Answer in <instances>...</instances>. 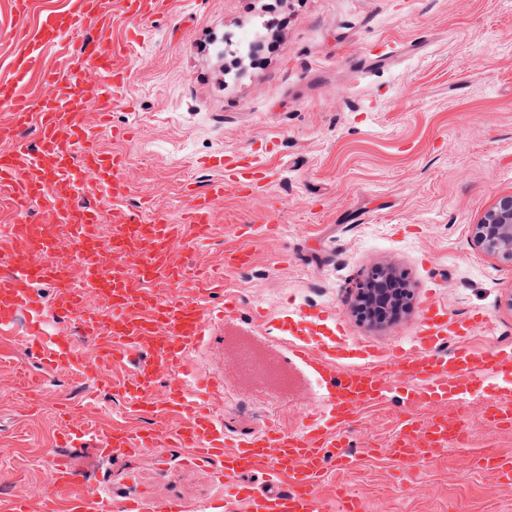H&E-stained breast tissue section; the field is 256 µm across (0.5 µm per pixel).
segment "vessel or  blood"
Listing matches in <instances>:
<instances>
[{"label": "vessel or blood", "instance_id": "1", "mask_svg": "<svg viewBox=\"0 0 512 512\" xmlns=\"http://www.w3.org/2000/svg\"><path fill=\"white\" fill-rule=\"evenodd\" d=\"M170 8L171 0H72L67 10L24 29V52L0 76V103L8 108L0 117V185L9 188L13 209L12 223L0 226V251L20 240L37 251L50 248L39 225L28 219L35 204L56 222L76 227L71 260L38 269L20 264L0 278V343L17 315L30 314L26 345L44 369L97 374L108 365L134 366L133 375L113 377V391L126 399L131 414L147 411L166 423L159 431L115 423L102 438L96 421L67 424L57 447L45 455L47 483L37 493H17L0 512H30L36 494L64 496L65 512H186L177 496L149 501L112 494L101 471L79 466L66 454L88 443L101 460L173 447L183 449L188 465H217L224 495L207 504V512H325L320 489L331 474L355 467L358 457L346 436L369 409L394 397L429 406L461 403L488 383L512 376V351L476 350L468 341L472 324L449 326L444 313L429 306L409 349L386 358L368 346L362 362L340 366L330 351L288 343L282 368L301 362L312 369L320 389L317 407L297 432L269 427L228 434L221 409L224 382L192 366L189 356L213 342L240 303L226 293L223 271L185 269L174 254L207 243L214 203L228 188L245 192L257 170L225 164L223 177L184 191L186 205L177 220L156 209L151 195L141 194L139 210L115 221L107 240L98 234L101 211L86 202L103 194L118 206L133 193L124 176L125 154L103 149L85 115L92 109L101 122L109 121L131 79L118 59L130 55L141 23ZM90 25L104 31V38L73 44L71 35ZM46 49L62 54L64 69L38 70ZM415 50L410 43L400 54ZM397 55L380 42L367 63L382 68ZM108 242L126 251L131 263L103 268L97 256ZM161 284L172 287L171 297L158 293ZM59 313L72 319L75 335L47 337L49 320ZM487 419L511 427L512 401L488 403ZM464 441L461 420L424 421L410 414L383 451L417 464ZM475 462L500 485L512 486V457L487 452Z\"/></svg>", "mask_w": 512, "mask_h": 512}]
</instances>
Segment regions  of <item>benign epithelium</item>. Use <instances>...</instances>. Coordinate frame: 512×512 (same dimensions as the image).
Listing matches in <instances>:
<instances>
[{
	"label": "benign epithelium",
	"instance_id": "obj_1",
	"mask_svg": "<svg viewBox=\"0 0 512 512\" xmlns=\"http://www.w3.org/2000/svg\"><path fill=\"white\" fill-rule=\"evenodd\" d=\"M478 240L484 250L512 260V195L500 198L478 225ZM413 299L411 289L401 287L394 272L377 266L359 283L356 308L364 320L381 323L412 308Z\"/></svg>",
	"mask_w": 512,
	"mask_h": 512
}]
</instances>
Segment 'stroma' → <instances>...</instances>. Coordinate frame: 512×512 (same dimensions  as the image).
<instances>
[{
	"mask_svg": "<svg viewBox=\"0 0 512 512\" xmlns=\"http://www.w3.org/2000/svg\"><path fill=\"white\" fill-rule=\"evenodd\" d=\"M256 2L173 0L168 14L144 22L126 62L125 99L111 116L134 130L124 146L128 179L135 189L154 188L171 217L184 204V183L217 176L199 159L221 154L264 170L250 196L231 188L214 204L213 238L177 250L179 262L223 266L237 226L282 213L276 236L248 241L254 275H224L242 306L225 322L223 341L191 354L201 368L223 366L224 423L235 435L254 427L244 404L288 399L293 410L282 425L295 431L318 399L305 367L261 395L228 364L244 342L280 356L284 348L269 334L291 304L336 322L348 344L384 352L408 348L429 302L452 321L484 314L469 339L477 349L512 346V261L476 240L478 224L512 195V0H287L277 49L245 78L219 83L221 38L258 24ZM422 36L421 55L365 68L373 43ZM376 265L404 275L415 306L367 324L354 315L353 287ZM255 307L265 323L252 322ZM27 325L19 315L0 355V451L9 460L0 499L17 484L46 481L43 456L70 417L126 414L125 403L109 402L107 378L84 387L75 374L43 369L24 344ZM440 410L464 418L472 446L489 442L512 455V429L491 428L481 400ZM406 411L394 401L367 413L350 443L390 438ZM471 448L417 465L365 456L321 494L332 501L345 484L365 512H512V490L469 466ZM105 477L116 493L178 496L187 512H204L224 491L215 466L185 467L177 448L114 458Z\"/></svg>",
	"mask_w": 512,
	"mask_h": 512,
	"instance_id": "stroma-1",
	"label": "stroma"
}]
</instances>
